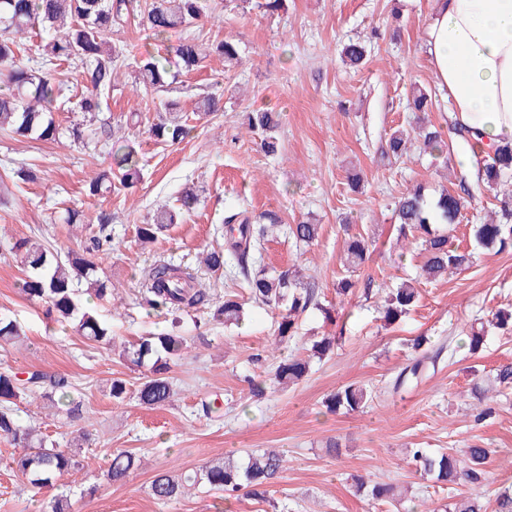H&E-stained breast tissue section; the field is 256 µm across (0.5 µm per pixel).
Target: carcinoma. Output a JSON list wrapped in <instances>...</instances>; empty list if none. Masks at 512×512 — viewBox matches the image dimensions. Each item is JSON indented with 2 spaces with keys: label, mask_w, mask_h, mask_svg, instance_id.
<instances>
[{
  "label": "carcinoma",
  "mask_w": 512,
  "mask_h": 512,
  "mask_svg": "<svg viewBox=\"0 0 512 512\" xmlns=\"http://www.w3.org/2000/svg\"><path fill=\"white\" fill-rule=\"evenodd\" d=\"M212 0H0V65L7 69V90L0 92V130L22 137L36 136L41 140L54 141L59 137V126L51 112L61 107L65 84L56 79L54 67L65 62L81 68L80 82L87 90L81 100V111L92 113L99 109L100 96L112 89V66L123 50L107 46L104 35L114 27H122L134 20L144 35V49L136 65L138 84L146 89L165 91L176 82L153 46L166 39L167 34L187 28L203 19L211 11ZM37 27L46 32L47 39L41 45V62L28 66L18 59L20 47L16 36ZM181 70L190 72L213 53L231 62L238 59L237 44L224 39L211 46L194 39H186L173 48ZM368 53L361 40H351L343 46L344 61L357 67ZM165 111L172 114L168 119L154 123L148 129L151 138L171 145L190 137L194 127L182 117L180 102L171 99L164 103ZM248 130L261 133L260 147L267 155L279 151L276 131L279 118L273 112L247 114ZM418 139L423 145L440 152L447 149L442 131L431 125L421 127ZM412 147L409 132L397 129L389 137L386 155L395 159L403 157ZM112 166L94 177L89 184L93 195L112 191V179L129 186L140 176L141 160L136 148L119 137L110 150ZM477 187L494 192L495 218L470 225L472 249L460 251L449 244L450 234L457 224L464 202L461 196L448 189L430 197L425 187L417 185L404 193L396 202L395 216L399 236L410 237L420 247L424 257L420 276L429 280L448 272L462 270L472 264L474 251L478 249L503 250L512 246V142L496 146L479 156L475 162ZM179 205L164 204L158 207L151 222L138 227V241L145 245L157 241L159 234L172 224L181 222L183 214L193 208L197 196L185 193L177 199ZM261 223L254 224L246 212L227 217L224 222V249L208 252L204 259L207 269L218 272L224 268V254L235 260V268L251 290L254 301L281 311L278 326L280 342L289 343L295 337V317L315 303L313 288L299 286L298 278L285 270L271 273L256 260L267 235V226L279 224V216L265 212L259 216ZM319 227L308 221H300L288 227V233L296 240L309 244L318 237ZM112 242V229L105 223L97 225V231L84 241L82 252L59 254L45 245L24 239L13 245L22 255V264L28 273L21 288L31 300L45 304L48 317L73 324L75 331L84 339L109 344L110 328L97 311L86 306L83 299H101L108 293L106 281L97 275L94 263L88 255ZM369 252V245L360 233L348 237L342 266L348 272L362 265ZM144 304L150 309L168 313H189L208 309L212 318L224 324H236L241 319V303L232 295L224 301H215L209 292L196 287L193 277L181 267L160 261L148 269L142 281ZM418 299L417 289L403 282L389 289L384 305V319L392 324L408 314ZM24 335L21 325L14 319L0 316V347L12 345ZM188 348L185 336L170 332L142 337L124 351L127 361L137 368H148L135 391L127 382L114 378L110 383L113 400L122 402L134 393L140 404L149 407L167 405L174 396L173 384L168 376L171 368L178 365ZM436 357L418 353L391 383L389 392L399 393L406 385L418 381L435 365ZM309 362L291 355L282 359L276 367L274 379L279 385H295L308 373ZM72 380L64 374H50L41 370L27 373L22 379L8 371L0 372V436L11 439L25 448L16 458L15 468L33 485H45L58 474L79 465L74 455L66 450L47 447L46 440L36 434V429L20 424L10 404L38 392L41 397L66 403L67 414L73 419L82 416V404L71 397ZM372 399L363 386L348 384L330 394L325 407L330 412H355ZM491 449L480 446L466 448V462L457 466L453 455L441 453L429 455L420 448L412 449V461L417 470L431 475L439 482L480 486ZM285 458L278 450H266L248 455L241 464L227 456L211 461L196 471L177 475L160 472L151 481L152 495L158 500H170L183 493L185 486L205 483L210 489L232 496L240 489L259 501L268 499L267 486L284 468ZM140 458L132 452H120L112 458L108 479L123 481L137 469ZM357 490H365L374 499H392L394 487L386 483L367 486L363 478L356 482ZM453 512H486L485 504L477 493L470 494L454 503Z\"/></svg>",
  "instance_id": "carcinoma-1"
}]
</instances>
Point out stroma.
Wrapping results in <instances>:
<instances>
[{"label":"stroma","instance_id":"stroma-1","mask_svg":"<svg viewBox=\"0 0 512 512\" xmlns=\"http://www.w3.org/2000/svg\"><path fill=\"white\" fill-rule=\"evenodd\" d=\"M261 2L215 10L160 46L167 57L187 38L211 44L230 37L238 44V64L214 56L182 74L168 93H150L134 83L142 33L130 25L116 28L109 39L124 54L96 116L77 106L81 88L74 70L63 65L56 71L68 90L54 118L64 128L79 126L81 140L25 139L0 130V183L9 189L0 195V315L24 330L17 343L0 350V372L66 374L83 402V418L75 423L61 405L37 394L14 404L23 424L40 427L54 446L75 450L80 465L50 486H32L13 465L20 447L0 436V512H50L61 494L69 497L72 512H433L469 494V487L416 473L413 448L450 451L459 459L471 445L491 449L480 488L487 504L512 484V388L495 393L496 412L484 423L475 424L470 409L474 382L493 378L500 364L512 361V333L487 325L498 309L512 308V249L479 254L469 268L431 282L419 276L416 244L399 240L393 213L398 198L416 184L455 191L474 181L461 163L469 144L451 126L450 97L440 94L439 106L427 114L442 127L449 157L416 147L398 160L383 156L394 129L415 123L408 107L414 88H436L424 49L432 0H286L273 14ZM371 34L375 47L365 63L345 64L343 44ZM211 94L220 98V111L197 119L196 102ZM168 98L180 100L181 116L193 127L175 145L147 134L148 126L165 118ZM266 110L279 115L281 150L274 156L261 151L258 135L244 124L247 113ZM118 128L142 158L140 178L132 188L91 195L89 182L108 168L109 133ZM188 187L198 201L182 223L141 245L138 226ZM70 209L82 211L91 229L100 217L111 220V246L91 256L112 290L96 305L112 328L108 345L48 320L44 306L20 289L25 271L11 244L31 239L61 254L80 250L63 222ZM243 209L254 219L272 210L282 220L263 244L261 263L276 272L300 270L316 288L317 303L297 317L291 343H279L277 311L252 300L244 280L233 275V260H226L220 275L200 261L204 251L223 244L225 217ZM303 220L319 227L308 246L288 234L289 225ZM351 232L372 245L365 264L348 273L341 256ZM161 259L186 267L215 299L236 295L241 322L227 326L201 309L176 324L150 310L140 279ZM344 277L353 287L340 295L336 287ZM411 278L419 291L416 305L399 321L385 323L380 307L387 290ZM477 329L485 341L473 354L469 336ZM169 331L188 339L186 360L170 372L174 402L149 408L132 396L114 401L113 378L135 386L141 376L123 360L124 344ZM316 336L335 340L320 359L308 355ZM420 336L437 358L434 370L397 394L387 393ZM291 354L309 357V371L284 388L274 384V371ZM252 379L266 382L264 396H251ZM351 383L371 390L372 401L357 412H328L325 398ZM204 397L220 398L218 414H198ZM332 439L341 443V456L327 452ZM266 448L280 449L286 458L268 501L243 490L225 498L203 483L169 502L151 493L158 472L198 470L217 458L240 460ZM121 451L141 455L144 466L115 484L107 470ZM356 476L393 485L395 500L357 492Z\"/></svg>","mask_w":512,"mask_h":512}]
</instances>
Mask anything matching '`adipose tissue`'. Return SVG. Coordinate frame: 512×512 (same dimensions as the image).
I'll use <instances>...</instances> for the list:
<instances>
[{
	"mask_svg": "<svg viewBox=\"0 0 512 512\" xmlns=\"http://www.w3.org/2000/svg\"><path fill=\"white\" fill-rule=\"evenodd\" d=\"M425 51L474 154L512 139V0H433Z\"/></svg>",
	"mask_w": 512,
	"mask_h": 512,
	"instance_id": "obj_1",
	"label": "adipose tissue"
}]
</instances>
